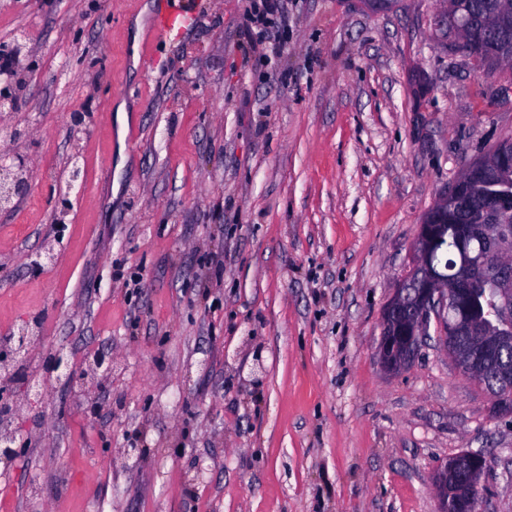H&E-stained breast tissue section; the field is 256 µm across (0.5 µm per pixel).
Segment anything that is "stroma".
<instances>
[{"label": "stroma", "instance_id": "1", "mask_svg": "<svg viewBox=\"0 0 512 512\" xmlns=\"http://www.w3.org/2000/svg\"><path fill=\"white\" fill-rule=\"evenodd\" d=\"M173 2L189 23L157 39L156 0H0V47L31 49L0 117L29 170L0 211V357L39 338L9 364L27 446L0 512H437L465 450L480 512H512V415L439 324L399 373L377 354L425 214L512 138V68L449 52L442 0H287L267 40L253 0ZM59 349L110 352L111 379L28 394ZM81 178V168L78 165V161L71 164L70 176L67 191H59L55 198V211L57 214V223H64L65 216L68 211L71 209L72 202L70 200V194L73 189H75L77 183ZM11 354L10 357L14 360L21 358H28L32 348L37 342V336H32L29 330L21 329L18 330L17 334L11 336ZM461 456L469 460L472 458L479 459L481 464L477 468H470L468 470L461 466L460 459H449L448 463L435 474L433 486L438 502V511L446 510L443 506L446 503L448 494L451 493L450 490L454 487H467L470 489L471 497L479 499V482L486 467V457L475 451H466Z\"/></svg>", "mask_w": 512, "mask_h": 512}]
</instances>
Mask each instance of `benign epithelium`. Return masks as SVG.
<instances>
[{
	"instance_id": "7a95c632",
	"label": "benign epithelium",
	"mask_w": 512,
	"mask_h": 512,
	"mask_svg": "<svg viewBox=\"0 0 512 512\" xmlns=\"http://www.w3.org/2000/svg\"><path fill=\"white\" fill-rule=\"evenodd\" d=\"M25 56L17 52L11 55L9 63L0 67V112H11L14 108L15 90L20 82ZM506 145L496 144L489 152L467 162L457 180L435 206L434 212L448 217V203L460 196L471 183L474 172L501 166L511 158ZM23 157L15 151L0 152V207L8 208L28 191V182L14 173L22 170ZM81 178L78 163L71 164L67 191H60L55 198L57 223H64L71 209L70 194ZM436 225H419L414 245V265L393 297L387 302L382 313L383 332L378 345V355L383 367L398 373L404 370L415 358L426 339L431 320L447 323L443 331L444 347L462 375L477 382L490 392L499 410L511 414L512 402L501 396L512 392V362L505 356L512 351V330L501 328L488 320L473 323L453 315V308L462 305L468 295L471 282L478 278L490 281L495 312L502 315L512 313V226L500 223L493 216H485L475 226V232L484 236L497 261L491 265L473 264L466 259H458L455 276L445 281L427 264L425 252L429 247ZM11 354L14 360L28 358L37 337L28 330L21 329L10 337ZM112 374V354L104 351L95 353L87 363V369L75 373L63 354L54 355L46 376L35 382L38 390H43L45 382L54 377L75 383L92 384L110 377ZM24 447L12 431L0 432V463L9 464ZM463 457L479 459L477 468L465 469L461 460L450 459L434 476V493L438 508H443L450 490L454 487H467L473 498L479 497V482L486 467V457L475 451H466Z\"/></svg>"
}]
</instances>
